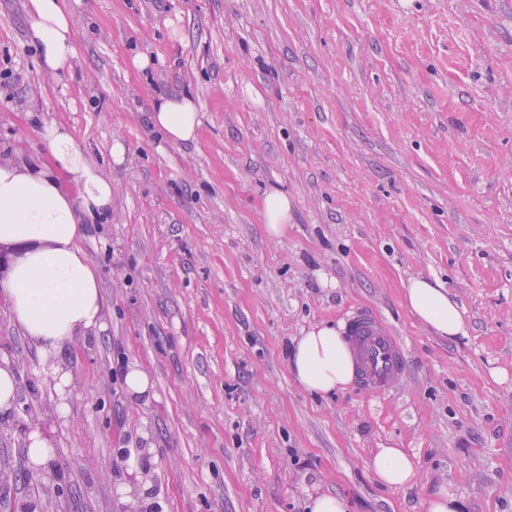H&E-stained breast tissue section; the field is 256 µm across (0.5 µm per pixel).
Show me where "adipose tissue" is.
<instances>
[{
	"mask_svg": "<svg viewBox=\"0 0 512 512\" xmlns=\"http://www.w3.org/2000/svg\"><path fill=\"white\" fill-rule=\"evenodd\" d=\"M26 14L28 37L38 49L42 70L57 72L76 54L66 0H27ZM150 120L172 143L195 140L200 124L197 104L187 94L156 97ZM41 137L77 192H63L43 170L0 164V245L21 251L0 278V296L39 356L52 360L80 334L99 325L103 306L99 276L79 241L84 235L82 218L96 219L111 212L112 183L65 127L44 125ZM404 299L412 313L438 335L451 340L468 336L464 312L443 281L411 278L404 286ZM288 371L314 395L347 389L354 364L341 330L320 323L295 337ZM155 461L153 449H130L125 467L137 482L116 487L120 499L140 512H152L157 506L148 479ZM371 468L376 479L389 487L419 480L416 465L398 448L379 449Z\"/></svg>",
	"mask_w": 512,
	"mask_h": 512,
	"instance_id": "obj_1",
	"label": "adipose tissue"
}]
</instances>
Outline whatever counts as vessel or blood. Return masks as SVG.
Segmentation results:
<instances>
[{
  "mask_svg": "<svg viewBox=\"0 0 512 512\" xmlns=\"http://www.w3.org/2000/svg\"><path fill=\"white\" fill-rule=\"evenodd\" d=\"M347 339L362 390L378 395L399 386L408 356L403 341L387 323L372 312H356L347 324Z\"/></svg>",
  "mask_w": 512,
  "mask_h": 512,
  "instance_id": "b4317fda",
  "label": "vessel or blood"
}]
</instances>
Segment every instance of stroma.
I'll use <instances>...</instances> for the list:
<instances>
[{"mask_svg": "<svg viewBox=\"0 0 512 512\" xmlns=\"http://www.w3.org/2000/svg\"><path fill=\"white\" fill-rule=\"evenodd\" d=\"M25 3L0 0V163L50 166L40 132L66 126L112 211L83 243L104 328L58 356L66 397L0 299L18 378L0 512L43 496L25 478L32 429L65 488L54 512H129L123 451L146 442L156 512H306L328 493L351 512H424L440 486L460 512H512V0H74L77 53L54 74ZM140 53L156 60L143 72ZM183 91L200 127L174 144L149 114ZM274 189L291 202L275 240ZM415 276L446 281L467 337L409 311ZM360 309L404 341L401 385L303 390L292 338ZM133 362L149 404L113 375ZM381 448L412 456L419 482L380 485ZM290 201L287 194L272 191L263 199L265 232L268 237L278 239L283 235L288 224Z\"/></svg>", "mask_w": 512, "mask_h": 512, "instance_id": "obj_1", "label": "stroma"}]
</instances>
